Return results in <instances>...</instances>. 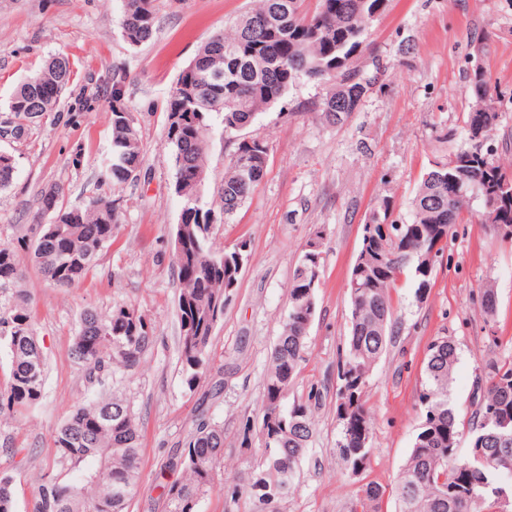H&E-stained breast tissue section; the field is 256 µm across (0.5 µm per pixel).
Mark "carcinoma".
I'll return each mask as SVG.
<instances>
[{
	"instance_id": "obj_1",
	"label": "carcinoma",
	"mask_w": 512,
	"mask_h": 512,
	"mask_svg": "<svg viewBox=\"0 0 512 512\" xmlns=\"http://www.w3.org/2000/svg\"><path fill=\"white\" fill-rule=\"evenodd\" d=\"M157 0H124L123 39L137 47L155 32ZM282 0H254L250 11L227 30L215 32L194 60L181 71L167 100L166 138L173 152L174 192L183 199L181 218L171 232L178 269L177 315L180 327L191 324L193 335L180 334L179 347L185 383L195 388L209 362V348L224 314L225 286L239 281L242 266L234 251H216L210 230L229 221L264 178L268 143L243 135L216 190L219 209L202 204L206 182V131L214 114L223 116L224 130L240 132L266 108L278 102L296 82H320L327 91L320 112L329 125L344 123L357 111L374 85L352 66L363 50L365 36L385 8V0H288V11L274 16ZM69 58L56 56L29 76L11 97L9 109L27 127L46 112L58 111L70 83ZM126 75L112 72V158L106 178L114 185L138 179L142 143L133 113L124 106ZM474 100L465 125L469 146L435 163L424 174L411 202L410 220L393 217L390 200L363 225L360 252L363 267H352L348 280L351 335L344 367L352 374L354 392L337 393L336 414L341 425L336 451L348 470L354 469L352 450L373 430V415L364 399L369 374L387 347L394 328L391 291L403 274L416 283L415 297L428 294L436 264L420 260L448 249V233L471 200L484 208L483 225L512 224V195L490 188L512 169L501 164L497 151L482 142L499 118L497 87L482 67L474 65L470 80ZM15 161L0 153V188L13 181ZM53 189L41 192L47 212ZM49 213V212H47ZM52 223L33 224L11 244L0 245V290L11 289L0 303V346L8 349L10 372L0 390V422L18 407L37 404L46 368L33 371L27 353L39 345L33 333L30 292L21 287L25 274L18 253L29 252L43 276L60 288L84 278L97 255L112 241L119 223L112 202L98 198L86 208L65 209L60 202L49 213ZM392 234H385L384 224ZM319 277L300 256L289 289L288 312L270 354L264 394L257 421L246 420L244 436L256 432L262 463L252 480L224 487L235 500L243 494L270 508L289 494L299 463L314 434L313 411L320 392L287 403L308 354L307 333L301 321L299 293ZM481 307L487 322L495 321L497 296L486 288ZM153 339V327L133 309L119 307L102 314L86 310L72 342V354L88 365V379L97 383L114 369L139 365ZM458 360L457 344L438 336L427 347L424 381L418 394L423 418L395 488L396 512H504L512 507V362L490 361L476 376V394L467 420L469 452L459 454L460 422L451 398ZM55 472L38 480L33 512H127L137 493L141 444L136 416L124 400L110 392L74 405L53 438ZM181 478L166 486L164 512H196L199 500L224 468V427L201 410L184 438L183 451L168 460ZM286 485L280 495L267 493ZM13 479L0 474V512H14ZM382 488L367 483L361 489L360 512H381Z\"/></svg>"
}]
</instances>
